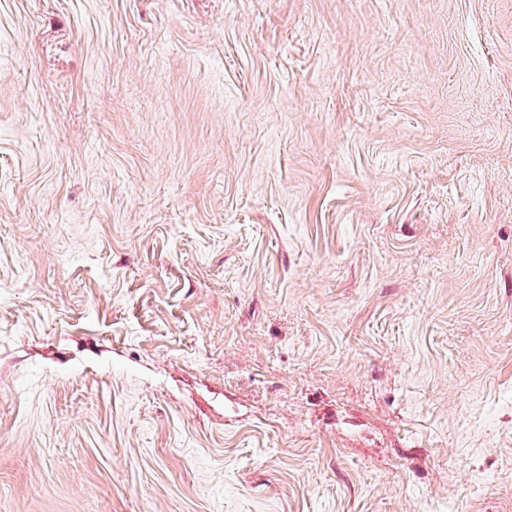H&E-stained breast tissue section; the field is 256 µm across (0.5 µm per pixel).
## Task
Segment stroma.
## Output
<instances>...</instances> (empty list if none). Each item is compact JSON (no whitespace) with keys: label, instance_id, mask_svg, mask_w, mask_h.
<instances>
[{"label":"stroma","instance_id":"35a3bbf8","mask_svg":"<svg viewBox=\"0 0 512 512\" xmlns=\"http://www.w3.org/2000/svg\"><path fill=\"white\" fill-rule=\"evenodd\" d=\"M0 512H512V0H0Z\"/></svg>","mask_w":512,"mask_h":512}]
</instances>
